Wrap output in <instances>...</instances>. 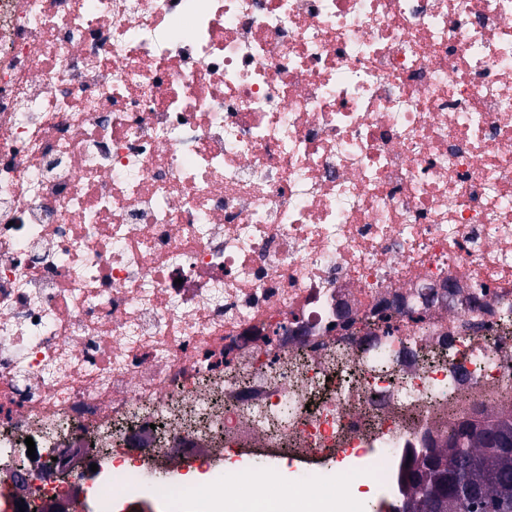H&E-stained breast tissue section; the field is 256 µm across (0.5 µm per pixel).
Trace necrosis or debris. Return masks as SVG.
I'll return each mask as SVG.
<instances>
[{
  "mask_svg": "<svg viewBox=\"0 0 512 512\" xmlns=\"http://www.w3.org/2000/svg\"><path fill=\"white\" fill-rule=\"evenodd\" d=\"M494 412L512 0H0V512L29 437L30 512L140 495L127 450L354 512ZM229 449L297 480L239 500Z\"/></svg>",
  "mask_w": 512,
  "mask_h": 512,
  "instance_id": "obj_1",
  "label": "necrosis or debris"
}]
</instances>
